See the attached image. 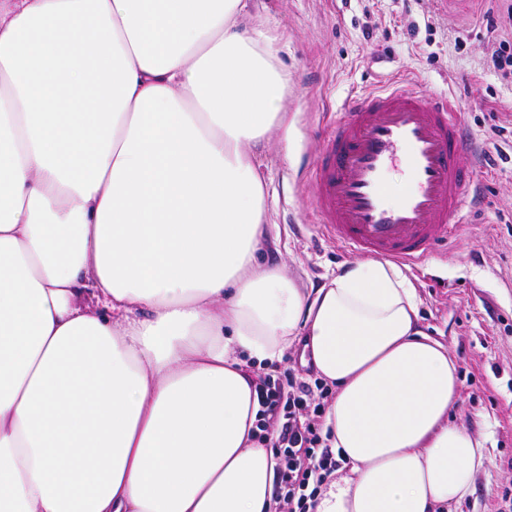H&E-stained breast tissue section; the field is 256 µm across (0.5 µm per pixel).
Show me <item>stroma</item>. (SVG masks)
<instances>
[{"label":"stroma","mask_w":512,"mask_h":512,"mask_svg":"<svg viewBox=\"0 0 512 512\" xmlns=\"http://www.w3.org/2000/svg\"><path fill=\"white\" fill-rule=\"evenodd\" d=\"M490 0H252L254 21L282 37L289 138L255 150L266 183L271 251L307 288L351 262L319 223L310 164L348 97L410 73L427 95L448 97L480 140L497 149L483 207L447 247L404 264L420 325L459 361L454 423L486 438L475 491L458 512H512V79L489 69Z\"/></svg>","instance_id":"35a3bbf8"}]
</instances>
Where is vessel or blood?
<instances>
[{"label": "vessel or blood", "instance_id": "1", "mask_svg": "<svg viewBox=\"0 0 512 512\" xmlns=\"http://www.w3.org/2000/svg\"><path fill=\"white\" fill-rule=\"evenodd\" d=\"M482 148L411 77L351 96L312 165L315 209L337 245L404 263L447 245L479 195ZM405 170L399 194L386 174Z\"/></svg>", "mask_w": 512, "mask_h": 512}]
</instances>
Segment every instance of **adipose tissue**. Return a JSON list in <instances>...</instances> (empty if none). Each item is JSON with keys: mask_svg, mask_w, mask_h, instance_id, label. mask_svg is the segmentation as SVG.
Returning a JSON list of instances; mask_svg holds the SVG:
<instances>
[{"mask_svg": "<svg viewBox=\"0 0 512 512\" xmlns=\"http://www.w3.org/2000/svg\"><path fill=\"white\" fill-rule=\"evenodd\" d=\"M249 0H0V512H273L251 364L304 340L345 473L308 512H455L485 445L381 258L265 262L287 133Z\"/></svg>", "mask_w": 512, "mask_h": 512, "instance_id": "1", "label": "adipose tissue"}]
</instances>
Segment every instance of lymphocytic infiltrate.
I'll use <instances>...</instances> for the list:
<instances>
[{
	"label": "lymphocytic infiltrate",
	"instance_id": "1",
	"mask_svg": "<svg viewBox=\"0 0 512 512\" xmlns=\"http://www.w3.org/2000/svg\"><path fill=\"white\" fill-rule=\"evenodd\" d=\"M256 389L258 439L276 453V484L293 512H307L310 484H322L341 465L320 436L322 399L328 391L292 375L283 380L271 374L258 378Z\"/></svg>",
	"mask_w": 512,
	"mask_h": 512
}]
</instances>
